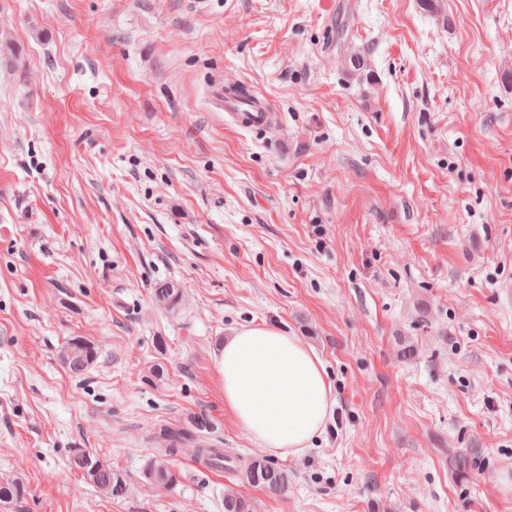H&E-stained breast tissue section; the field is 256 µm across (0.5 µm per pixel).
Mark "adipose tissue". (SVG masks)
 Masks as SVG:
<instances>
[{"instance_id": "1", "label": "adipose tissue", "mask_w": 512, "mask_h": 512, "mask_svg": "<svg viewBox=\"0 0 512 512\" xmlns=\"http://www.w3.org/2000/svg\"><path fill=\"white\" fill-rule=\"evenodd\" d=\"M217 370L225 406L263 447L295 456L321 433L331 387L321 360L298 337L264 324L242 328L224 343Z\"/></svg>"}]
</instances>
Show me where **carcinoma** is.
I'll list each match as a JSON object with an SVG mask.
<instances>
[{
    "label": "carcinoma",
    "instance_id": "carcinoma-1",
    "mask_svg": "<svg viewBox=\"0 0 512 512\" xmlns=\"http://www.w3.org/2000/svg\"><path fill=\"white\" fill-rule=\"evenodd\" d=\"M345 68L352 75H359L367 68L366 57L357 51L345 59ZM182 289L171 283L155 288L154 301L163 308H172L179 303ZM64 365L74 373H81L97 359V350L90 341L74 337L66 342L61 352ZM212 420L205 414L193 416L190 427L179 430L165 428L160 437L167 447L150 458L145 476L155 485L171 488L178 482L176 472L170 467L167 457L177 453L190 456L195 462L215 472L237 473L249 484L260 488L271 497H284L288 493L290 478L288 471L273 466L270 462L254 458L241 465L224 455V449L215 445L204 446L199 442L202 433H211ZM70 468L81 472L83 478L100 494L109 499H122L129 492L125 475L99 457L79 450L68 460ZM26 489L23 482L11 475L0 477V502L22 498ZM224 512H252L249 501L231 492L224 494Z\"/></svg>",
    "mask_w": 512,
    "mask_h": 512
}]
</instances>
